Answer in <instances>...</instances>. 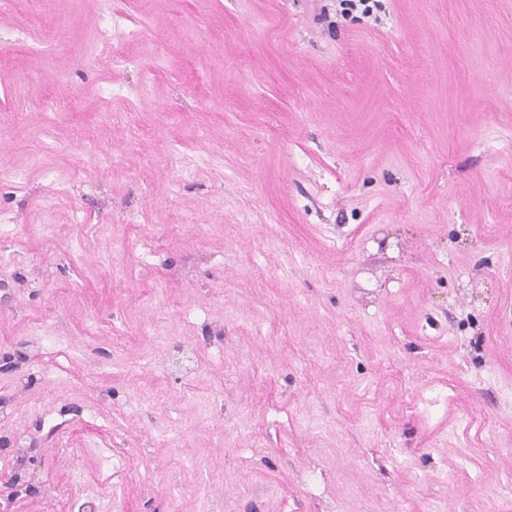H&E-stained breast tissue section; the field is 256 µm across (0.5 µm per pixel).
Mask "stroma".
<instances>
[{
    "label": "stroma",
    "mask_w": 512,
    "mask_h": 512,
    "mask_svg": "<svg viewBox=\"0 0 512 512\" xmlns=\"http://www.w3.org/2000/svg\"><path fill=\"white\" fill-rule=\"evenodd\" d=\"M321 5L111 0L108 68L101 0H42V56L0 0V468L21 434L43 479L1 512H473L512 473V0Z\"/></svg>",
    "instance_id": "obj_1"
}]
</instances>
